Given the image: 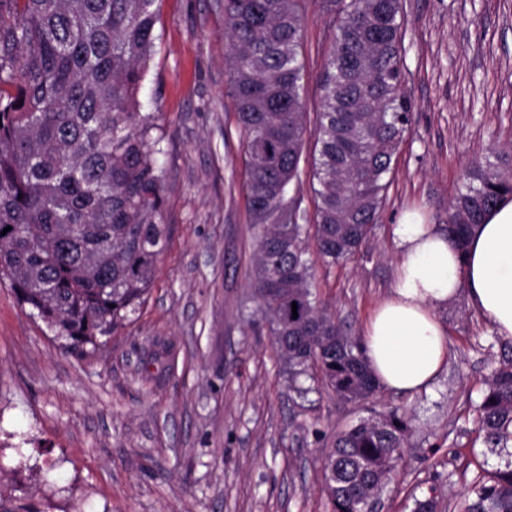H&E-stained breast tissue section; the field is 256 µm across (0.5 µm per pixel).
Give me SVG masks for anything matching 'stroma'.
Returning a JSON list of instances; mask_svg holds the SVG:
<instances>
[{
	"mask_svg": "<svg viewBox=\"0 0 512 512\" xmlns=\"http://www.w3.org/2000/svg\"><path fill=\"white\" fill-rule=\"evenodd\" d=\"M304 8L309 158L333 31L318 0ZM404 13L412 120L373 233L335 265L307 254L320 306L354 336L391 291L402 214L445 226L465 166L512 148V0H404ZM157 34L139 93L164 133L168 236L154 284L125 328L78 358L0 282V467L16 486L27 467L48 471L40 512H331L325 436L395 411L413 431L382 512H411L429 494L463 512L476 479L504 463L477 429L504 342L461 296L436 311L448 363L431 389L298 398L254 316L224 0H161Z\"/></svg>",
	"mask_w": 512,
	"mask_h": 512,
	"instance_id": "35a3bbf8",
	"label": "stroma"
}]
</instances>
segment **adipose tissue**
Returning <instances> with one entry per match:
<instances>
[{
	"mask_svg": "<svg viewBox=\"0 0 512 512\" xmlns=\"http://www.w3.org/2000/svg\"><path fill=\"white\" fill-rule=\"evenodd\" d=\"M394 235L401 259L362 346L382 389L413 393L429 388L446 364L448 336L436 310L459 295L512 341V198L476 225L461 249L416 211L403 214Z\"/></svg>",
	"mask_w": 512,
	"mask_h": 512,
	"instance_id": "ef3b65f1",
	"label": "adipose tissue"
}]
</instances>
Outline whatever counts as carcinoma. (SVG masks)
Masks as SVG:
<instances>
[{
  "instance_id": "cac0c4a2",
  "label": "carcinoma",
  "mask_w": 512,
  "mask_h": 512,
  "mask_svg": "<svg viewBox=\"0 0 512 512\" xmlns=\"http://www.w3.org/2000/svg\"><path fill=\"white\" fill-rule=\"evenodd\" d=\"M158 0H0V278L77 357L98 350L145 301L168 234L155 117L138 94L154 54ZM333 17L318 112L317 223L301 210L306 133L301 0H224L230 90L245 139L254 230L252 288L292 383L315 370L345 402L379 385L361 344L317 305L308 228L332 264L370 238L387 175L411 124L401 0H322ZM449 211L459 248L512 195V154L475 160ZM11 230L1 234L6 227ZM297 314H292V305ZM512 356L488 377L479 431L512 441ZM412 432L394 412L361 419L325 450L331 512L383 491ZM0 492V512H41ZM438 496L412 512H441ZM464 512H512V453Z\"/></svg>"
}]
</instances>
